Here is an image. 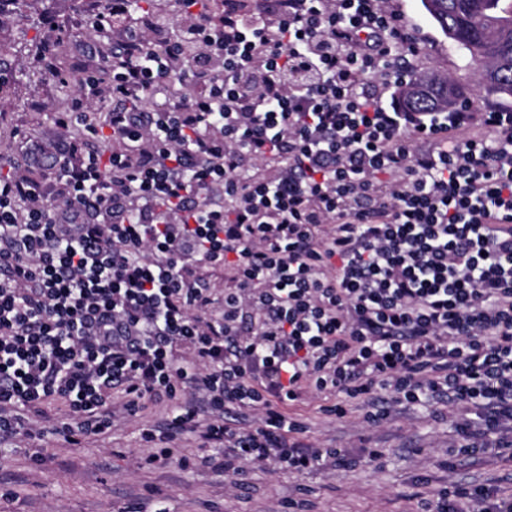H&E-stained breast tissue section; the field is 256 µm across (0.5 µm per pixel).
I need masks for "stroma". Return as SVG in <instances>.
<instances>
[{"mask_svg":"<svg viewBox=\"0 0 512 512\" xmlns=\"http://www.w3.org/2000/svg\"><path fill=\"white\" fill-rule=\"evenodd\" d=\"M101 0H35L32 8L0 17V41L12 47L13 82L0 88V155L12 156L40 182L53 180L55 171L29 165L27 142H48L58 132V112L64 111L87 74L108 79L109 68L98 39L87 23ZM407 21L422 38L414 63L420 71L441 73L471 89L476 109L496 105V97L474 91V75L461 53L430 21L420 0H399ZM52 42L55 73L41 61L45 42ZM308 427L309 443L318 448L346 449L349 467L318 468L289 474L274 466L249 467L253 489L244 493L228 479L201 464L200 442L182 443L198 464L183 469L145 466L149 449L141 439L157 417L149 409L138 416L118 418L109 433L86 437L80 445L63 437H24L0 445V489L13 490L0 500V512H122L134 505L152 512L148 488L159 491L168 512H278L288 498L308 492L316 512H420L418 500L431 496L451 481L495 480L503 494L512 495V456L488 451L459 465L451 448L450 419L434 418L429 409L395 406L388 422L370 426L363 412L352 407L337 420L318 411L317 401L295 410ZM382 457L372 462L371 449ZM44 456L35 465L33 456Z\"/></svg>","mask_w":512,"mask_h":512,"instance_id":"stroma-1","label":"stroma"}]
</instances>
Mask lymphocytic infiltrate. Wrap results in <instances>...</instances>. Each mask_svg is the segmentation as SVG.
Listing matches in <instances>:
<instances>
[{
	"label": "lymphocytic infiltrate",
	"mask_w": 512,
	"mask_h": 512,
	"mask_svg": "<svg viewBox=\"0 0 512 512\" xmlns=\"http://www.w3.org/2000/svg\"><path fill=\"white\" fill-rule=\"evenodd\" d=\"M53 185L0 178V441L72 445L161 404L152 467L343 466L291 411L377 426L459 410L455 445L511 448L512 110L404 112L418 37L391 0H106ZM223 273L222 297L211 278ZM426 512H512L449 483Z\"/></svg>",
	"instance_id": "obj_1"
}]
</instances>
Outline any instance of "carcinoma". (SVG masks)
Returning a JSON list of instances; mask_svg holds the SVG:
<instances>
[{
  "label": "carcinoma",
  "mask_w": 512,
  "mask_h": 512,
  "mask_svg": "<svg viewBox=\"0 0 512 512\" xmlns=\"http://www.w3.org/2000/svg\"><path fill=\"white\" fill-rule=\"evenodd\" d=\"M422 6L440 32L462 51L474 68L480 90L499 99L512 98V14L503 12L500 0H421ZM428 91L397 99L406 112H426L454 104L465 94L456 82L428 77Z\"/></svg>",
  "instance_id": "carcinoma-1"
}]
</instances>
